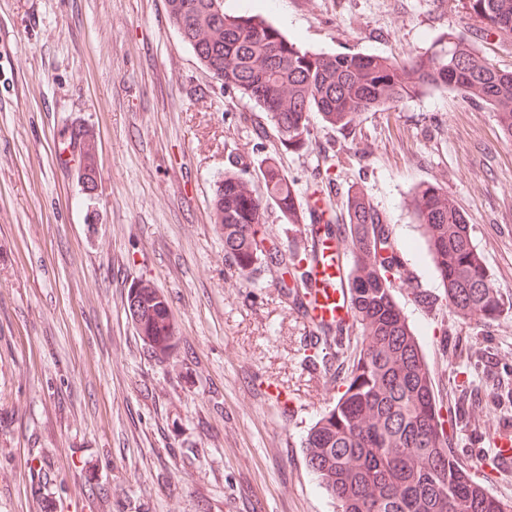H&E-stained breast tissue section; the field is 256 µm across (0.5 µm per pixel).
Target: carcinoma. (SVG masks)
I'll return each instance as SVG.
<instances>
[{
  "instance_id": "carcinoma-1",
  "label": "carcinoma",
  "mask_w": 512,
  "mask_h": 512,
  "mask_svg": "<svg viewBox=\"0 0 512 512\" xmlns=\"http://www.w3.org/2000/svg\"><path fill=\"white\" fill-rule=\"evenodd\" d=\"M212 0H166L174 23L200 64L272 123L280 143L308 139L310 116L331 125L350 123L364 112L389 109L426 91H454L498 112L512 138V71L479 54L462 34L434 39L405 62L359 53L322 54L303 48L247 10L221 13ZM485 31L512 38V0H468ZM81 156L79 176L92 184L97 143L87 128L73 132ZM267 196L284 211L293 207L288 178L277 168L263 172ZM440 190L415 187L410 209L445 286L448 303L461 315L475 310L493 321L502 300L474 250L464 216L437 201ZM211 220L224 234V251L239 268L257 258L260 198L236 173L214 185ZM345 220L361 251H376L382 212L368 200L347 205ZM354 325L360 350L344 391L309 429L303 450L319 488L336 512H505L512 508L487 492L448 450L430 374L417 337L394 296L383 265L352 277ZM128 310L139 334L156 349L173 335L167 303L154 286L135 285Z\"/></svg>"
}]
</instances>
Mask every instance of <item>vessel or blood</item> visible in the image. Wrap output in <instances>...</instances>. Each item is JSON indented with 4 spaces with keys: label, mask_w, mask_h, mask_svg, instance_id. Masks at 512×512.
Instances as JSON below:
<instances>
[{
    "label": "vessel or blood",
    "mask_w": 512,
    "mask_h": 512,
    "mask_svg": "<svg viewBox=\"0 0 512 512\" xmlns=\"http://www.w3.org/2000/svg\"><path fill=\"white\" fill-rule=\"evenodd\" d=\"M326 197V190L317 189L289 213L291 222L297 225L304 240L307 254L301 271L302 286L297 291L303 303L301 313L317 334L335 333L351 322L347 288L351 268L347 257L353 242L338 231L324 235L322 226L330 218Z\"/></svg>",
    "instance_id": "1"
}]
</instances>
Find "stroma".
Masks as SVG:
<instances>
[{
	"instance_id": "1",
	"label": "stroma",
	"mask_w": 512,
	"mask_h": 512,
	"mask_svg": "<svg viewBox=\"0 0 512 512\" xmlns=\"http://www.w3.org/2000/svg\"><path fill=\"white\" fill-rule=\"evenodd\" d=\"M304 48L407 61L464 34L512 71V39L464 0H253ZM399 28H391L392 16ZM93 130L87 193L61 164L72 129ZM274 161L296 199L369 197L433 298L397 301L414 328L448 446L495 497L512 468L493 441L512 427V140L488 106L427 92L353 123L310 119L299 149L199 63L166 0H0V512H336L302 442L336 394L311 366L293 278L258 258L240 269L210 222L215 180L262 190ZM447 192L503 301L475 325L446 300L408 210L413 189ZM264 245L299 250L264 198ZM165 297L174 334L152 350L127 308L132 285ZM483 404L458 418L460 395Z\"/></svg>"
}]
</instances>
